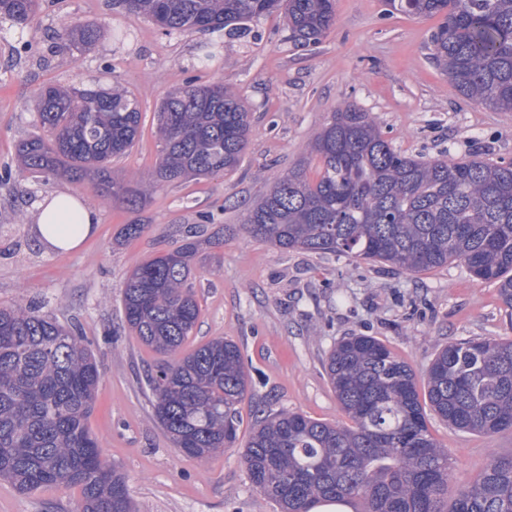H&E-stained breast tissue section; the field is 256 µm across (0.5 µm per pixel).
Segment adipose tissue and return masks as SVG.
Here are the masks:
<instances>
[{"instance_id": "obj_1", "label": "adipose tissue", "mask_w": 512, "mask_h": 512, "mask_svg": "<svg viewBox=\"0 0 512 512\" xmlns=\"http://www.w3.org/2000/svg\"><path fill=\"white\" fill-rule=\"evenodd\" d=\"M100 216L87 199L62 189L39 203L34 216L35 233L46 248L68 252L79 248L98 230Z\"/></svg>"}]
</instances>
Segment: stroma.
<instances>
[{
  "mask_svg": "<svg viewBox=\"0 0 512 512\" xmlns=\"http://www.w3.org/2000/svg\"><path fill=\"white\" fill-rule=\"evenodd\" d=\"M91 22L105 24L104 37L71 55L64 24ZM437 25L390 10L386 0H336V23L323 41L296 48L277 14L241 39L168 34L112 0H41L23 28L0 18V173H16L0 185V307L30 305L64 327H79L101 373L89 426L124 475L137 512H279L252 487L238 448L204 461L187 457L154 417L146 373L161 357L123 322L124 282L186 236L204 241L191 280L200 316L187 345L217 337L239 345L251 377L240 406L243 440L259 409L343 420L325 371L343 337L377 338L421 380L443 345L512 339V309L495 286L458 263L411 276L385 262L286 252L241 228L246 209L306 156L312 137L344 104L371 112L384 137L406 154L512 162V112L457 92L432 58ZM190 80L222 82L249 107L242 161L223 176L148 188L159 151L157 112L169 92ZM114 84L137 100L142 120L138 143L114 158L110 171L146 188L141 210L97 196L93 176L17 173V144L43 132L34 106L40 88ZM61 188L91 198L100 212L95 237L68 253L45 250L32 235L36 202ZM206 214L214 223L203 222ZM126 224L145 231L119 242ZM214 236L219 245L207 246ZM427 425L448 450L455 486L475 482L493 455L512 453V431L479 436L432 414ZM78 501L70 487L22 495L0 481V512H75Z\"/></svg>",
  "mask_w": 512,
  "mask_h": 512,
  "instance_id": "obj_1",
  "label": "stroma"
}]
</instances>
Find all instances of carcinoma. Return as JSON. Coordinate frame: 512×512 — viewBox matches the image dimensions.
<instances>
[{
	"mask_svg": "<svg viewBox=\"0 0 512 512\" xmlns=\"http://www.w3.org/2000/svg\"><path fill=\"white\" fill-rule=\"evenodd\" d=\"M167 33L219 31L247 37L283 12L287 40L316 46L336 21L335 0H116ZM396 11L441 23L433 58L464 97L512 112V0H387ZM39 0H0V16L26 25ZM96 24L66 29L81 54ZM35 105L48 138L17 145L19 170L79 180L99 176L101 194L128 209L142 194L110 178L112 158L139 137L141 111L123 88L48 85ZM250 113L222 83L192 81L160 106V153L150 182L161 185L235 170ZM310 159L277 177L247 210L243 229L285 251L383 261L420 273L458 261L498 288L512 309V163L409 156L385 139L370 113L340 106L317 133ZM201 242L187 238L127 278L124 321L166 356L148 376L157 422L175 448L204 460L238 440L248 374L240 347L222 337L185 349L200 315L189 283ZM325 371L351 425L281 411L255 421L241 462L252 485L281 512L343 502L355 512H512V455H494L478 480L448 500V449L431 436L410 365L372 336L330 350ZM101 373L75 328L30 307L0 308V480L28 495L76 487L77 512H133L124 476L101 454L88 420ZM431 410L448 425L492 436L512 430V340L469 339L441 347L426 373Z\"/></svg>",
	"mask_w": 512,
	"mask_h": 512,
	"instance_id": "carcinoma-1",
	"label": "carcinoma"
}]
</instances>
